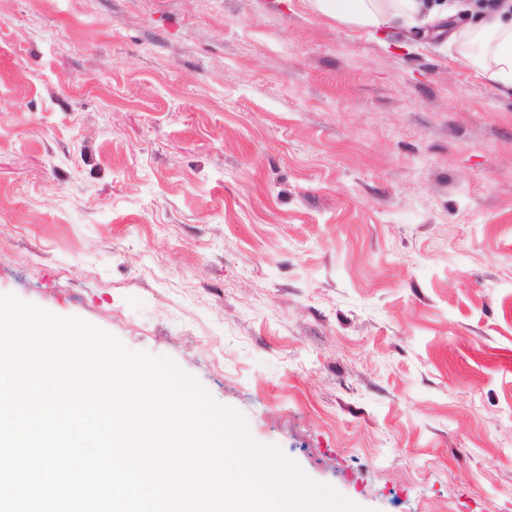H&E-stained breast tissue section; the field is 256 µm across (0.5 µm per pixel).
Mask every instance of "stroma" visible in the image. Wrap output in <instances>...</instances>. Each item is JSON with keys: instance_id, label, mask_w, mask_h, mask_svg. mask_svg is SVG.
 I'll list each match as a JSON object with an SVG mask.
<instances>
[{"instance_id": "1", "label": "stroma", "mask_w": 512, "mask_h": 512, "mask_svg": "<svg viewBox=\"0 0 512 512\" xmlns=\"http://www.w3.org/2000/svg\"><path fill=\"white\" fill-rule=\"evenodd\" d=\"M301 0H0V294L165 357L367 512H512V94Z\"/></svg>"}]
</instances>
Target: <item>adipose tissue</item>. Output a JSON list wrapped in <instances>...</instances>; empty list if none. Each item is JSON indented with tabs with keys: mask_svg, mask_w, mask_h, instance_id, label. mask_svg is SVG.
<instances>
[{
	"mask_svg": "<svg viewBox=\"0 0 512 512\" xmlns=\"http://www.w3.org/2000/svg\"><path fill=\"white\" fill-rule=\"evenodd\" d=\"M306 6L337 22L371 33L401 28L413 33L425 25L461 17L449 44L464 61L503 91H512V10L486 13L471 0H304Z\"/></svg>",
	"mask_w": 512,
	"mask_h": 512,
	"instance_id": "ef3b65f1",
	"label": "adipose tissue"
}]
</instances>
